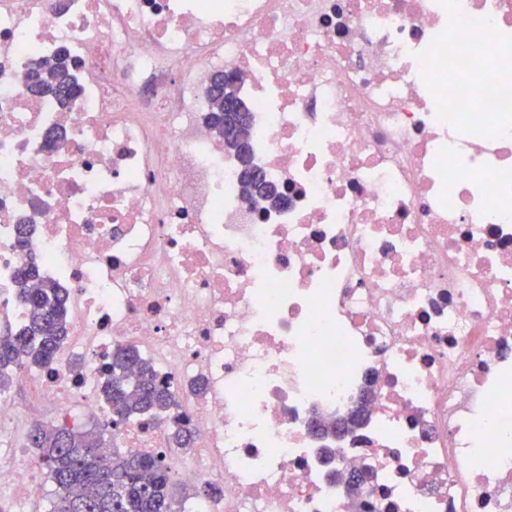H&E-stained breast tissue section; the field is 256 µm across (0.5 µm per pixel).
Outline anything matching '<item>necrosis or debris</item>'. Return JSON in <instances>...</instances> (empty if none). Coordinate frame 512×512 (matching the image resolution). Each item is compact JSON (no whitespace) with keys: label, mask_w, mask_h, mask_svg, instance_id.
Returning a JSON list of instances; mask_svg holds the SVG:
<instances>
[{"label":"necrosis or debris","mask_w":512,"mask_h":512,"mask_svg":"<svg viewBox=\"0 0 512 512\" xmlns=\"http://www.w3.org/2000/svg\"><path fill=\"white\" fill-rule=\"evenodd\" d=\"M59 55L77 97L31 93ZM29 257L71 322L21 382L65 421L136 345L222 489L190 512H512V0H0L1 318ZM39 484L0 443L15 512ZM224 142H230L241 159L248 157L245 135L247 115L244 107L233 94H224Z\"/></svg>","instance_id":"necrosis-or-debris-1"}]
</instances>
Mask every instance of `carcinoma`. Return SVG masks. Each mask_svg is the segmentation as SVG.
Returning a JSON list of instances; mask_svg holds the SVG:
<instances>
[{
    "mask_svg": "<svg viewBox=\"0 0 512 512\" xmlns=\"http://www.w3.org/2000/svg\"><path fill=\"white\" fill-rule=\"evenodd\" d=\"M38 92L58 99L78 87L64 57L42 62L33 70ZM16 298L27 309L26 320L0 335V392L15 370L51 364L69 339V297L66 289L42 281L37 261L29 259L15 278ZM101 393L112 409L113 425L139 423L166 426V447L186 449L196 437L188 415L180 411L178 390L142 357L136 346L120 344L112 352L111 374ZM29 447L53 484L48 512H65L70 500L80 512H182L165 450L154 453L100 451L101 438L76 425L34 427Z\"/></svg>",
    "mask_w": 512,
    "mask_h": 512,
    "instance_id": "cac0c4a2",
    "label": "carcinoma"
}]
</instances>
